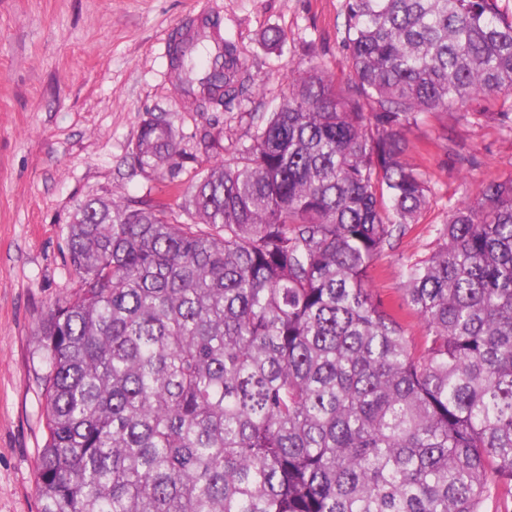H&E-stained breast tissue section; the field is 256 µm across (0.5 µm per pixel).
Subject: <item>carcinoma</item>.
<instances>
[{"label": "carcinoma", "instance_id": "obj_1", "mask_svg": "<svg viewBox=\"0 0 512 512\" xmlns=\"http://www.w3.org/2000/svg\"><path fill=\"white\" fill-rule=\"evenodd\" d=\"M348 73L292 72L250 144L175 182L165 115L134 161L183 197L91 198L48 366L41 512H484L512 500V178L454 206L404 272L414 338L368 287L428 202L405 128L512 94L497 0H345ZM170 43L177 91L224 109L229 39Z\"/></svg>", "mask_w": 512, "mask_h": 512}]
</instances>
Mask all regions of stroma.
Listing matches in <instances>:
<instances>
[{"label": "stroma", "instance_id": "1", "mask_svg": "<svg viewBox=\"0 0 512 512\" xmlns=\"http://www.w3.org/2000/svg\"><path fill=\"white\" fill-rule=\"evenodd\" d=\"M213 16L251 82L230 109L199 112L175 90L168 49L178 28ZM344 22L345 0H0V512L41 510L48 368L36 333L80 286L67 248L76 205L121 196L177 204L168 181L134 163L147 115L165 113L184 151L205 136L209 160H224L275 110L292 70L318 63L342 77ZM273 28L286 35L279 52L263 42ZM485 112L512 113V95L476 98L407 133L428 203L375 260L370 286L414 337L422 323L401 306L407 264L436 249L451 207L512 177V128Z\"/></svg>", "mask_w": 512, "mask_h": 512}]
</instances>
